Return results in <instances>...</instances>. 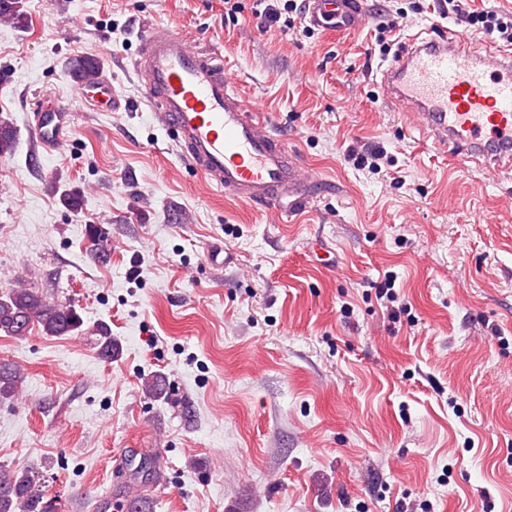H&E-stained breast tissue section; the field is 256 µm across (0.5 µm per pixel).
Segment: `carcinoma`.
I'll use <instances>...</instances> for the list:
<instances>
[{"label": "carcinoma", "instance_id": "1", "mask_svg": "<svg viewBox=\"0 0 512 512\" xmlns=\"http://www.w3.org/2000/svg\"><path fill=\"white\" fill-rule=\"evenodd\" d=\"M0 20L18 28L26 27L28 18L22 0H0ZM16 137L13 124L1 118V158L13 153ZM35 324L47 336L62 337L82 331L84 321L73 305L52 302L34 288L20 286L0 296V334L22 337ZM96 332L100 354L109 360L117 356L120 346L112 332L102 325ZM23 381L19 364L0 360V400L19 394ZM0 512H54V508L45 499L33 472L0 466Z\"/></svg>", "mask_w": 512, "mask_h": 512}]
</instances>
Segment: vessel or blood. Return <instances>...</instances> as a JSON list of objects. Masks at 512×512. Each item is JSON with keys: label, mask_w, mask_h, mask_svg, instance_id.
Here are the masks:
<instances>
[{"label": "vessel or blood", "mask_w": 512, "mask_h": 512, "mask_svg": "<svg viewBox=\"0 0 512 512\" xmlns=\"http://www.w3.org/2000/svg\"><path fill=\"white\" fill-rule=\"evenodd\" d=\"M307 28L357 31L365 21L362 0H308ZM146 103L160 112L174 143L209 184L247 205L277 214L303 212L321 173L305 169L278 135L263 126L259 109L224 75L215 54L195 47L189 35L156 24L141 37L130 61ZM386 100L412 114L425 136L450 149L460 163L512 170V48L473 50L461 31L432 37L400 36L399 49L381 71ZM76 101H95L106 112L125 110L112 81L72 77ZM43 150L60 148L70 123L65 106L33 115Z\"/></svg>", "instance_id": "b4317fda"}]
</instances>
